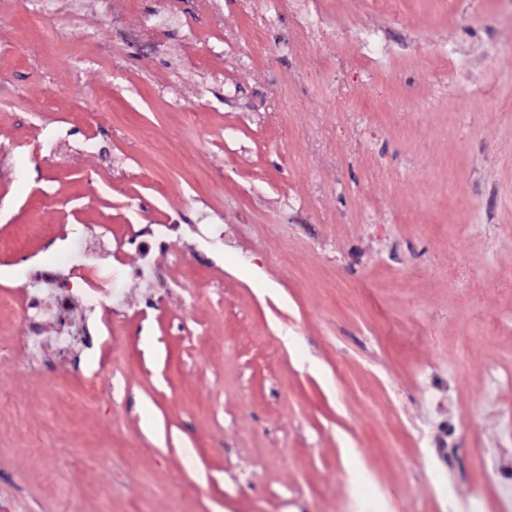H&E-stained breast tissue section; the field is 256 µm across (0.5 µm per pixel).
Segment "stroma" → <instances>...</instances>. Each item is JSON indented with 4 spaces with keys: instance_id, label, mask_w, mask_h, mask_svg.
<instances>
[{
    "instance_id": "obj_1",
    "label": "stroma",
    "mask_w": 512,
    "mask_h": 512,
    "mask_svg": "<svg viewBox=\"0 0 512 512\" xmlns=\"http://www.w3.org/2000/svg\"><path fill=\"white\" fill-rule=\"evenodd\" d=\"M511 7L0 0V512H498ZM81 278V277H80ZM88 288H73V285L69 282H53L50 288L51 293L54 296L55 301V312L61 322V329L58 331L56 338L57 344L62 348H67L71 345L74 337L72 332L66 326L64 318L70 310L72 303L73 290H84L86 294L92 295L95 300L100 304H105L108 299L112 297V290L110 288L111 276L110 274H96L91 280L92 286H89L83 278H81Z\"/></svg>"
}]
</instances>
